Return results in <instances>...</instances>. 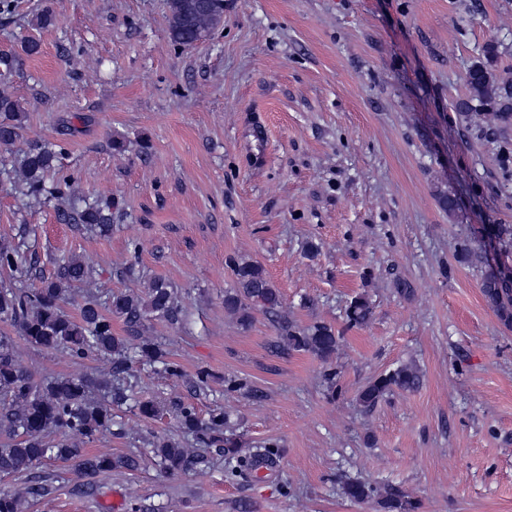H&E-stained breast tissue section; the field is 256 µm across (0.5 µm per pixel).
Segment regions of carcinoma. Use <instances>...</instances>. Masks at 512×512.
Masks as SVG:
<instances>
[{
	"mask_svg": "<svg viewBox=\"0 0 512 512\" xmlns=\"http://www.w3.org/2000/svg\"><path fill=\"white\" fill-rule=\"evenodd\" d=\"M195 0H168L167 33L177 47L186 45L200 31H212L224 18V0H213L210 8L194 9ZM466 82L472 98L484 102L501 100L512 81L496 85L486 65L476 63L467 72ZM467 118H476L491 128L512 119V105L502 104L497 112H474L463 102ZM24 119L20 103L0 96V146L8 148L21 136ZM61 145L35 143L24 153L20 167L21 194L54 201L61 216L85 229L105 235L112 231V204L88 203L77 206L72 196V179L56 175L55 163ZM26 225L18 226L15 240L0 241V272H8L15 282L0 280V321L16 329L27 343L47 351H62L76 359L89 355L110 361L107 375L81 374L38 379L16 357L14 338L0 335V476H25L40 468L48 459L68 462L80 477H94L113 469L136 470L137 455L111 457L90 455L73 441H86L112 430L113 410L128 402L142 419H154L163 412L172 414L178 437L151 434L143 444L151 459L167 477H177L209 463L204 449L223 448L224 477L250 482L259 478V470L274 467L281 457V445L266 439L252 448L230 427L229 414L221 407L201 417L194 405L175 402L164 410L151 400L136 397L130 381L133 364L149 366L169 377L183 375L180 364L172 361L160 344L144 336L146 323L160 318L172 326L186 320L178 292L162 278L150 280L144 294L115 291L105 297L85 296L78 317L70 316L64 305L71 291L88 283L93 266L79 256H70L59 264L56 277L45 279L37 274V261L25 251ZM490 238L502 244L512 242L511 224H491ZM457 260L464 265H482L481 293L486 305L501 324L512 329V278L484 260L482 248L462 247ZM227 265L234 276L232 287L224 290V312L243 328L252 325L254 313L265 315L275 326L276 354L310 353L323 363L322 381L327 396L334 401L342 395V366L333 363L342 336L325 322L302 326L288 318L283 295L271 281L260 262L245 256H230ZM373 316V309L363 295L355 296L346 309V328H359ZM122 320L126 335L119 336L112 318ZM422 373L412 362L381 373L361 386L355 395L360 410L369 413L396 392L417 390ZM224 393L252 398L261 396L248 379L224 378ZM339 493L353 503H372L381 512H421L420 499L398 485L372 484L343 474ZM0 512H22L21 498L9 489H0Z\"/></svg>",
	"mask_w": 512,
	"mask_h": 512,
	"instance_id": "carcinoma-1",
	"label": "carcinoma"
}]
</instances>
